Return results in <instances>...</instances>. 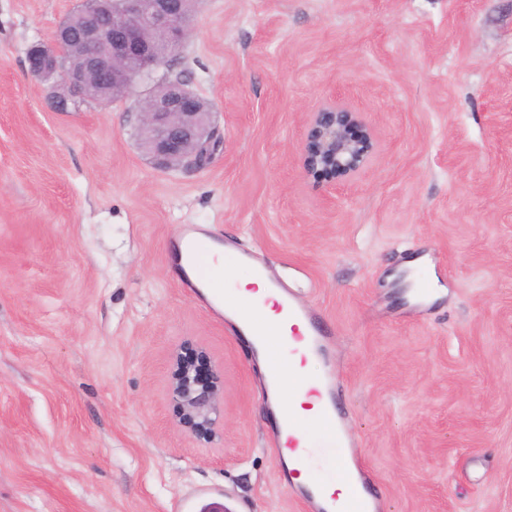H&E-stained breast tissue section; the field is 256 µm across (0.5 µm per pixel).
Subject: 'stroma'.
I'll list each match as a JSON object with an SVG mask.
<instances>
[{
	"label": "stroma",
	"instance_id": "1",
	"mask_svg": "<svg viewBox=\"0 0 512 512\" xmlns=\"http://www.w3.org/2000/svg\"><path fill=\"white\" fill-rule=\"evenodd\" d=\"M76 5L0 0V512H182L202 489L316 512L279 474L257 360L173 269L190 227L325 322L316 369L379 512H512V0H198L159 72L212 106L199 170L140 148L147 85L53 107L26 52ZM334 102L377 145L331 193L302 146ZM186 346L223 375L212 442L168 394Z\"/></svg>",
	"mask_w": 512,
	"mask_h": 512
}]
</instances>
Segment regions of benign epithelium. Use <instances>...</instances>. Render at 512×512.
<instances>
[{"label": "benign epithelium", "instance_id": "7a95c632", "mask_svg": "<svg viewBox=\"0 0 512 512\" xmlns=\"http://www.w3.org/2000/svg\"><path fill=\"white\" fill-rule=\"evenodd\" d=\"M77 9L88 21L75 33L63 20L51 42L31 50L30 72L43 81L59 109L81 90L106 81L129 90L147 81L163 61L176 55L189 37V21L181 0H80ZM79 48L78 66L62 70L56 57ZM202 99L179 78L154 83L139 109L141 145L156 165L170 169L201 165L214 138L213 115ZM375 151L372 128L361 113L342 104H328L311 113L303 144L306 176L336 189V183L359 178ZM199 354L177 353L172 358L168 392L183 422L203 439L223 435L224 381L218 371L204 377Z\"/></svg>", "mask_w": 512, "mask_h": 512}]
</instances>
